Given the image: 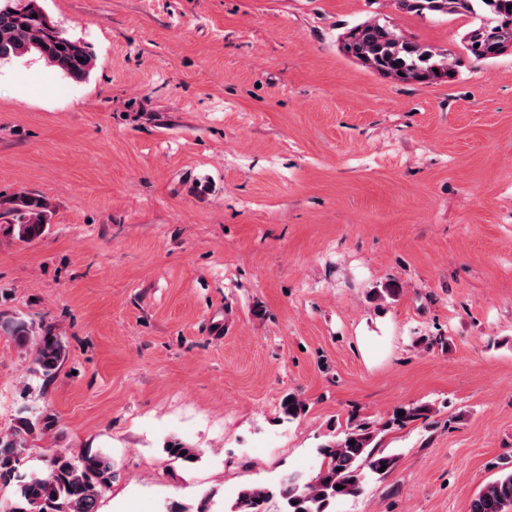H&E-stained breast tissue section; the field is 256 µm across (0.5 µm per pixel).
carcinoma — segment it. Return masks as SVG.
Listing matches in <instances>:
<instances>
[{"label":"carcinoma","mask_w":512,"mask_h":512,"mask_svg":"<svg viewBox=\"0 0 512 512\" xmlns=\"http://www.w3.org/2000/svg\"><path fill=\"white\" fill-rule=\"evenodd\" d=\"M395 7L417 16L469 14L471 26L461 48L477 60H492L512 51V0H394ZM341 50L363 67L405 83L425 84L454 75L459 57L449 49H434L405 38L388 22L365 21L349 28L341 38ZM35 53L63 75L86 79L95 65L87 44L65 36L53 22L41 0H0V61ZM52 211L40 196L23 194L0 212L5 231L21 241H31L48 229ZM0 332L25 346L33 336V324L23 318L0 321ZM62 339L47 328L35 341V364L43 376H51L65 358ZM285 419L306 412V403L290 393L281 404ZM393 411L382 426L358 421L333 433L317 449L318 471L306 477L286 473L273 487L245 485L225 512H332L337 500L361 492L368 474L391 471L396 458L379 449L380 433L403 426L427 412L425 405ZM48 418H24L12 431L0 433V476L14 475L16 489L9 512H98L101 497L112 486L116 472L109 456L57 452L45 460L42 471L20 474L27 453V435L37 426L48 427ZM175 461L192 462L195 451L176 440L165 448ZM469 512H512V471L484 484L470 501Z\"/></svg>","instance_id":"carcinoma-1"}]
</instances>
